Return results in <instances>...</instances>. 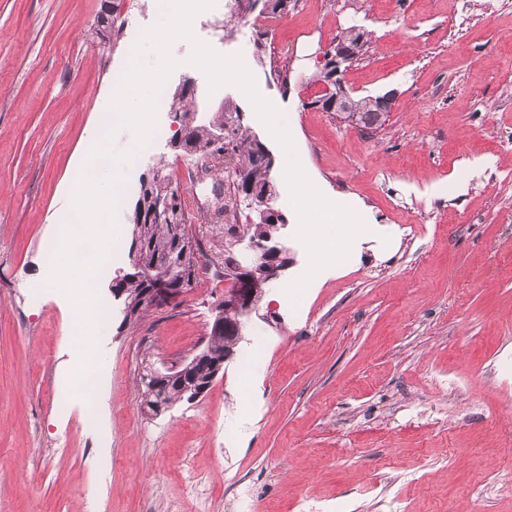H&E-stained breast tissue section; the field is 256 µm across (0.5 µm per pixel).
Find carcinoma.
Segmentation results:
<instances>
[{
	"mask_svg": "<svg viewBox=\"0 0 512 512\" xmlns=\"http://www.w3.org/2000/svg\"><path fill=\"white\" fill-rule=\"evenodd\" d=\"M297 0H230L231 7L224 16L222 26L224 37L232 39L239 29L251 24V21L265 17L269 19L282 18L295 8ZM365 35L361 30L357 33L352 27H347L330 43L331 49L339 48L346 54V66L350 67L363 55L360 40ZM194 87L179 84L172 93L171 108L181 114L182 125L180 135L173 141L185 139V144L175 150V153L190 158L194 164L208 169V172L221 170L233 179L224 184L213 181V208L217 214L224 217L225 242L233 241L232 230L238 228L249 240L262 241L270 233L271 224H282V215L276 220L264 219L252 207V202L241 194L245 185H253L274 196L276 193L272 178L273 166L267 160L260 147V140L244 126L240 108L232 101L226 100L215 112L203 115L192 109ZM393 105L385 106V111H379V97H352L349 100V111L342 113V118L348 123L376 131L385 122ZM224 132V139H219L217 133ZM156 169L162 171V176L154 178L145 192V214L139 216L130 214L131 226L130 245L141 246L142 256L147 263L169 264L177 261L179 243L191 239L190 227L194 224L192 216L184 200V195L178 185L173 183L170 173L164 164ZM112 285L123 293L122 311L135 312L137 316H123L122 323L135 322L137 317L150 308L145 302L144 295L149 284L138 279L129 272H124L112 278ZM235 345V335L209 337L206 348L217 358L224 357V350ZM188 372L201 387L211 384V371L208 365L201 362H188ZM143 399L151 403H175L190 401L191 394L177 382L163 383L153 378L141 377Z\"/></svg>",
	"mask_w": 512,
	"mask_h": 512,
	"instance_id": "1",
	"label": "carcinoma"
}]
</instances>
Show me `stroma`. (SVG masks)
<instances>
[{
	"mask_svg": "<svg viewBox=\"0 0 512 512\" xmlns=\"http://www.w3.org/2000/svg\"><path fill=\"white\" fill-rule=\"evenodd\" d=\"M151 2L120 0L124 25L102 42L103 0H0V512H512V149L498 143L512 110L496 107L512 95V0H299L269 55L249 51L308 176L374 232L299 301L267 284L223 373L158 417L143 373L206 345L229 286L224 226L209 222L192 226L197 277L180 303L126 325L109 289L131 264L144 173L166 163L190 208L210 191L169 147L174 112L121 186L90 395L72 386L73 305L46 284L88 137L158 20ZM353 23L368 37L350 93L395 94L372 136L311 106L318 54ZM172 53L167 89L193 79L202 112L233 100L271 151L280 282L294 280L308 258L281 147L240 90L210 92L186 41Z\"/></svg>",
	"mask_w": 512,
	"mask_h": 512,
	"instance_id": "stroma-1",
	"label": "stroma"
}]
</instances>
